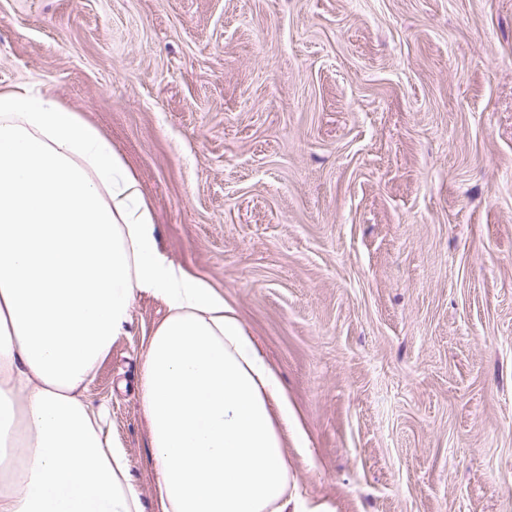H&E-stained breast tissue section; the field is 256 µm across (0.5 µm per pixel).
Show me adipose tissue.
<instances>
[{
  "label": "adipose tissue",
  "mask_w": 512,
  "mask_h": 512,
  "mask_svg": "<svg viewBox=\"0 0 512 512\" xmlns=\"http://www.w3.org/2000/svg\"><path fill=\"white\" fill-rule=\"evenodd\" d=\"M156 240L94 125L29 86L0 91V512H144L85 401L142 294L168 308L140 378L158 512H301L283 447L298 423L274 369Z\"/></svg>",
  "instance_id": "adipose-tissue-1"
}]
</instances>
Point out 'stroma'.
I'll return each instance as SVG.
<instances>
[{"instance_id": "obj_1", "label": "stroma", "mask_w": 512, "mask_h": 512, "mask_svg": "<svg viewBox=\"0 0 512 512\" xmlns=\"http://www.w3.org/2000/svg\"><path fill=\"white\" fill-rule=\"evenodd\" d=\"M277 372L312 512H512V0H0ZM139 297L88 385L153 512Z\"/></svg>"}]
</instances>
